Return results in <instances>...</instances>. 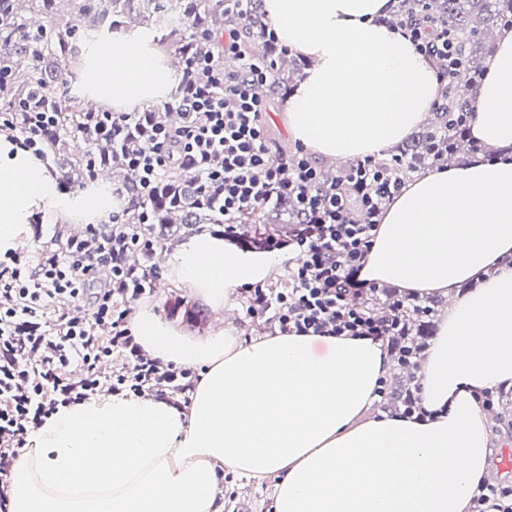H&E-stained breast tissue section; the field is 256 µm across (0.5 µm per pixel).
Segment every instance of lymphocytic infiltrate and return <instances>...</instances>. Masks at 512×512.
<instances>
[{
	"mask_svg": "<svg viewBox=\"0 0 512 512\" xmlns=\"http://www.w3.org/2000/svg\"><path fill=\"white\" fill-rule=\"evenodd\" d=\"M224 2L236 8L239 22L213 34L211 51L188 64L182 76L188 93L176 101L186 121L150 123L151 146L124 156L130 183L117 194L141 195L174 175L220 182L228 240L235 239L242 214L277 197L291 199L300 221L288 238L269 235L257 244L266 253L292 250L296 259L283 287L241 289L247 315L263 319L275 335L365 337L394 351L404 325L397 313L380 315L368 307L376 287L357 273L384 201L401 191L404 180L367 157L326 183L304 150L286 155L274 148L264 116L275 62L247 58L241 29L261 0ZM400 28L435 66L440 85L459 80L463 63L447 24L425 17ZM228 55L238 61L231 71L224 68ZM55 121L52 112L24 113L25 128L12 141L45 158V130ZM123 218L112 213L89 225L85 238L46 245L35 265L12 254L0 259V465L17 456L42 417L101 389L162 397L193 389L191 369L144 357L131 334L128 317L153 288L126 263ZM104 266L112 277L101 282L96 271ZM80 302L88 303V314L70 316L69 306Z\"/></svg>",
	"mask_w": 512,
	"mask_h": 512,
	"instance_id": "lymphocytic-infiltrate-1",
	"label": "lymphocytic infiltrate"
}]
</instances>
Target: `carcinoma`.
I'll list each match as a JSON object with an SVG mask.
<instances>
[{"label": "carcinoma", "mask_w": 512, "mask_h": 512, "mask_svg": "<svg viewBox=\"0 0 512 512\" xmlns=\"http://www.w3.org/2000/svg\"><path fill=\"white\" fill-rule=\"evenodd\" d=\"M394 20H412L428 14L448 23L458 42L468 71L459 83L471 87L480 82L477 58L487 33L512 28V0H401ZM167 0H0V112H14L16 119L36 101L56 107L60 119L47 134L49 153L56 160L64 184L82 183L104 169L124 171L123 155L149 145L142 130L155 112L172 115V108L156 104L126 121L98 126L91 121L99 110L85 106L71 92L75 77L70 62L81 43L96 45L112 31L129 25L152 28L166 39L176 37L178 61L208 49L211 32L236 23L224 15V0H175L166 13ZM261 19L243 29L250 54L266 52L260 36ZM448 105L433 110V119L399 150L402 175L442 161H451L463 149L474 151L458 116H469L463 97L455 91L444 94ZM222 188L187 177L165 179L150 196H140L131 205L128 235L164 243L181 234H195L204 224H222L219 211ZM430 299L404 303L409 337H426L433 330L435 306Z\"/></svg>", "instance_id": "cac0c4a2"}]
</instances>
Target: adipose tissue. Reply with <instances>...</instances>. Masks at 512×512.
<instances>
[{
  "mask_svg": "<svg viewBox=\"0 0 512 512\" xmlns=\"http://www.w3.org/2000/svg\"><path fill=\"white\" fill-rule=\"evenodd\" d=\"M395 4L263 0L278 40L308 62L283 104L292 142L333 160L378 158L424 125L439 84L402 31L382 24ZM152 43L139 29L113 31L103 61L82 74L97 104L141 109L170 93ZM466 100L481 152L408 181L358 273L448 301L419 366L425 418L372 413L393 369L380 343L295 333L244 342L230 324L187 336L141 309L130 329L142 349L199 371L188 410L114 394L50 414L10 465L12 512H224L228 470L279 475L274 512H469L492 471L493 423L475 396L512 387V30ZM105 207L96 189L61 193L39 159L0 136V256L30 243L37 211L93 219ZM281 263L200 238L175 274L218 311ZM457 449L464 462L454 466Z\"/></svg>",
  "mask_w": 512,
  "mask_h": 512,
  "instance_id": "adipose-tissue-1",
  "label": "adipose tissue"
}]
</instances>
